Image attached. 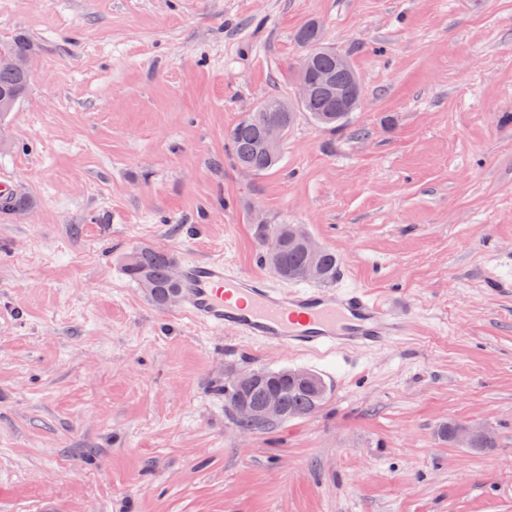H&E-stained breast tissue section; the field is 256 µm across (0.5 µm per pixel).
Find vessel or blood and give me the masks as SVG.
Masks as SVG:
<instances>
[{
  "mask_svg": "<svg viewBox=\"0 0 512 512\" xmlns=\"http://www.w3.org/2000/svg\"><path fill=\"white\" fill-rule=\"evenodd\" d=\"M180 287L195 320L287 350L371 349L408 328L401 307L380 305L366 291L283 292L220 259L187 263Z\"/></svg>",
  "mask_w": 512,
  "mask_h": 512,
  "instance_id": "vessel-or-blood-1",
  "label": "vessel or blood"
}]
</instances>
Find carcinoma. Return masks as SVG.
<instances>
[{
    "label": "carcinoma",
    "instance_id": "1",
    "mask_svg": "<svg viewBox=\"0 0 512 512\" xmlns=\"http://www.w3.org/2000/svg\"><path fill=\"white\" fill-rule=\"evenodd\" d=\"M322 28L311 22L296 33L297 41L307 47L314 56L315 71H330L338 87L348 90L352 85L351 71L337 65L336 51L321 45ZM37 45L27 35L20 33L8 44L0 45V94L5 93L19 103L25 97L32 77L16 70L10 60L36 53ZM282 109L273 112L247 114L230 131L233 158L238 166L255 174L273 168L279 159L280 149L269 150L263 141L264 129L279 125L289 131L299 112L306 114L317 126L341 127L349 121L351 113L337 111L336 99L320 92L307 103L299 106L281 101ZM30 199L25 194H16L0 199V213L10 214L28 208ZM290 224H257L256 237L262 248L264 262L282 279L291 282H305V270L310 262L306 244L290 235ZM315 260L320 265L321 276L315 283L327 285L336 278V254L319 246ZM177 265L174 255L164 249L145 246L129 252L124 259L125 273L141 288H150L148 296L161 307L171 305L173 296L180 291V282L171 277V268ZM284 372L276 371L260 385L249 386L239 376L224 381V404L232 407L237 398L244 395L253 405L259 407L269 399H277L282 407L279 421L302 418L315 412L325 400L328 389L320 390L302 381L287 382ZM238 427L260 430L269 427L270 422L259 417H244L232 413Z\"/></svg>",
    "mask_w": 512,
    "mask_h": 512
}]
</instances>
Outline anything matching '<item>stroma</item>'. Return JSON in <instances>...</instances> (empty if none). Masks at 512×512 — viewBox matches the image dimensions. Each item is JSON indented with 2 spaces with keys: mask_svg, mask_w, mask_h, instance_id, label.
<instances>
[{
  "mask_svg": "<svg viewBox=\"0 0 512 512\" xmlns=\"http://www.w3.org/2000/svg\"><path fill=\"white\" fill-rule=\"evenodd\" d=\"M311 21L362 105L241 170L227 134L294 97ZM18 32L40 51L0 124V182L33 201L0 214V512H512V0H0ZM257 216L302 225L408 335L284 351L122 270L150 245L282 287ZM255 369L330 392L248 432L219 388ZM448 421L494 447L448 445Z\"/></svg>",
  "mask_w": 512,
  "mask_h": 512,
  "instance_id": "1",
  "label": "stroma"
}]
</instances>
